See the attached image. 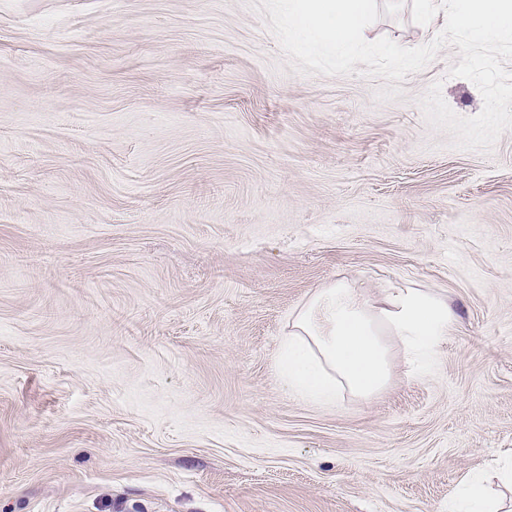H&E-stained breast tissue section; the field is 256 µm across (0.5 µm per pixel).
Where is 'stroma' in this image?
<instances>
[{
    "mask_svg": "<svg viewBox=\"0 0 512 512\" xmlns=\"http://www.w3.org/2000/svg\"><path fill=\"white\" fill-rule=\"evenodd\" d=\"M364 31L444 26L376 0ZM458 46L296 74L246 0H0V512H448L512 457V130L451 148ZM345 281L458 320L430 374L289 392L291 316Z\"/></svg>",
    "mask_w": 512,
    "mask_h": 512,
    "instance_id": "stroma-1",
    "label": "stroma"
}]
</instances>
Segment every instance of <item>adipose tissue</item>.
<instances>
[{
    "instance_id": "adipose-tissue-1",
    "label": "adipose tissue",
    "mask_w": 512,
    "mask_h": 512,
    "mask_svg": "<svg viewBox=\"0 0 512 512\" xmlns=\"http://www.w3.org/2000/svg\"><path fill=\"white\" fill-rule=\"evenodd\" d=\"M454 322L447 301L428 290L395 286L375 298L339 282L293 314L279 372L291 393L314 403L335 404L344 390L368 400L389 381L385 336L397 337L406 356L424 365Z\"/></svg>"
}]
</instances>
